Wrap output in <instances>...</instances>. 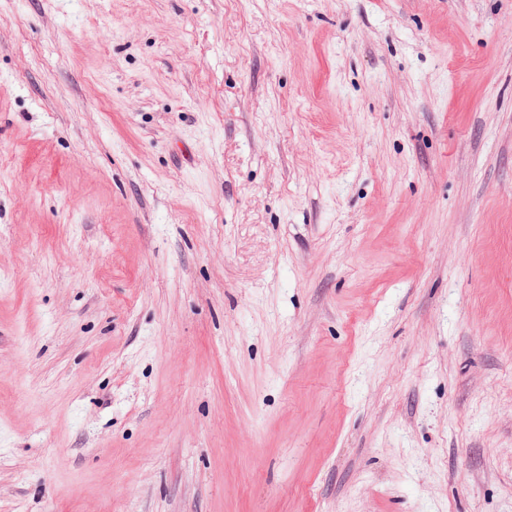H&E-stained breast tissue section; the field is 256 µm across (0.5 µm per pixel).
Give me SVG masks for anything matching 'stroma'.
<instances>
[{"label": "stroma", "mask_w": 512, "mask_h": 512, "mask_svg": "<svg viewBox=\"0 0 512 512\" xmlns=\"http://www.w3.org/2000/svg\"><path fill=\"white\" fill-rule=\"evenodd\" d=\"M0 512H512V0H0Z\"/></svg>", "instance_id": "obj_1"}]
</instances>
